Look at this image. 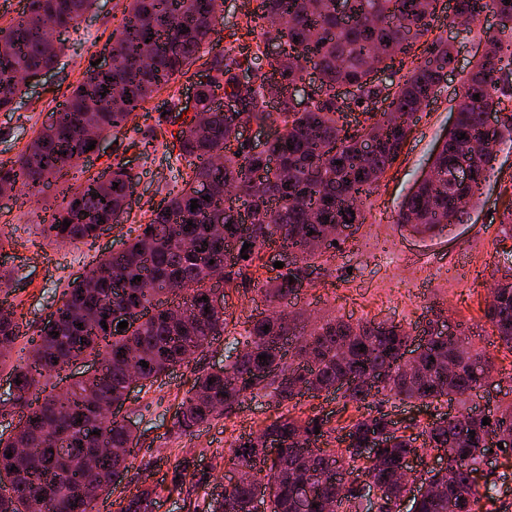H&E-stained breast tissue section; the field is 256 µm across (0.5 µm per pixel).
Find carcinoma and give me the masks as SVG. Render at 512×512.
Segmentation results:
<instances>
[{
    "label": "carcinoma",
    "mask_w": 512,
    "mask_h": 512,
    "mask_svg": "<svg viewBox=\"0 0 512 512\" xmlns=\"http://www.w3.org/2000/svg\"><path fill=\"white\" fill-rule=\"evenodd\" d=\"M255 2L250 14L263 20L262 43H277L279 53L270 56L259 48L244 55L227 47L214 59L217 75L197 88L202 122H183L177 132L180 155L195 161L192 177L169 194L121 252L73 281L39 330L37 346L15 365L12 347L20 324L13 311H0V368L11 364L9 377L16 382L3 404L19 414L17 425L0 431V484L8 487L0 494V512H94L126 469L136 440L131 422L99 412L103 403L124 400L129 353L136 354L142 386L152 387L224 335L225 308L201 300L213 294L217 272L232 286L252 268L274 267L287 250L292 259L286 270L259 292L271 305L295 295L308 269L336 249L333 228L365 223L367 198L396 161L417 112L437 94L453 61L448 41L434 39L427 57L406 66L417 42L431 31L439 0H345V13L336 12V0ZM95 3L29 0L9 27L0 28V111L13 109L27 82L53 68L64 53L65 42L53 41L45 24L74 26ZM221 6L222 0H128L107 47L112 67L89 71L54 122L11 165L0 166V188L39 193L88 153V130L102 138L125 128L153 93L212 42ZM487 10L504 18L502 29L487 39L485 54L463 77L465 94L457 101L455 121L430 170L396 214L395 223L421 237L450 232L463 222L462 205L482 202V186L493 169L491 143L481 141L489 106L508 113L496 142H512V82L500 77L512 74V0H454L453 22L467 28ZM390 67L397 79L390 83L386 110L377 112L380 90L372 74ZM310 69L318 73L320 91L299 111L285 92ZM240 71L253 73V85L244 90L245 108L224 112L214 105L216 92L233 88ZM345 86L355 88L356 107L367 115V123L353 131L343 122L336 95ZM273 90L280 93L276 101L268 99ZM117 93L121 104L115 106ZM251 122L275 127L264 154H252L244 142L226 151L227 141ZM460 159L473 172L468 184L453 177ZM272 161L278 168H268ZM131 183L118 166L105 183L92 177L65 190L53 221L42 225L43 234L59 245L98 237L114 211L128 209ZM193 200L199 204L195 210ZM239 238L249 248L232 257L227 248ZM113 304L134 310L135 321L120 329L104 318ZM482 313L512 350V273L497 281ZM409 339L394 323L331 318L304 333L277 312L261 314L228 341L236 353L226 364L230 371L194 378L173 427L190 434L249 397H267L280 406L306 394L340 390L359 407L390 401L436 407L465 405L482 388L487 375L482 354L470 349L465 334L445 337L433 327L423 330L425 354L414 367L402 362ZM88 358L104 362L105 369L39 398L42 380ZM256 371L268 379L254 380ZM372 372L382 376L376 386L365 381ZM487 417L485 425L481 415L444 412L422 428L414 423L398 429L377 409L337 429L318 415L282 414L235 441L234 465L258 464L262 475L210 500L206 512H249L255 500L266 512H300L294 490L310 479L319 490L305 512H329L333 504L339 512L374 507L400 512L406 498L408 512H448V500L460 496L470 499L474 512H500L498 481L508 475L485 473L482 464L492 450L489 438L500 429L512 432V404ZM338 430L345 443L339 456L323 448ZM378 438L377 462L362 461L359 448ZM269 440L283 444L276 457ZM430 449L443 452L448 467L424 470L425 493L410 498L411 488L397 482L396 470L406 458H422ZM88 457L98 460L91 481L84 472ZM374 486L384 490L376 504L368 498ZM151 495L147 488L139 490L120 503L119 512H149Z\"/></svg>",
    "instance_id": "1"
}]
</instances>
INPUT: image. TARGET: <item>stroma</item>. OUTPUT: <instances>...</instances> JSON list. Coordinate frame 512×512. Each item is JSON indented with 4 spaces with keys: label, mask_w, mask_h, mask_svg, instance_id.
Listing matches in <instances>:
<instances>
[{
    "label": "stroma",
    "mask_w": 512,
    "mask_h": 512,
    "mask_svg": "<svg viewBox=\"0 0 512 512\" xmlns=\"http://www.w3.org/2000/svg\"><path fill=\"white\" fill-rule=\"evenodd\" d=\"M123 0H97L81 23L63 34L67 50L54 68L29 82L14 111H0V166L22 153L38 131L62 106L65 93L83 81L123 15ZM246 0H224L214 36L215 48H204L186 74L145 103L124 129L105 137L91 158L78 161L67 174L70 185L123 165L131 175L134 194L120 223L93 240L58 246L40 230L42 219L57 195L45 188L40 199L16 195L0 200V271L11 274L8 301L23 324L14 354L26 353L28 338L36 336L45 318L60 303L68 285L108 254L119 251L149 223L167 192L181 187L192 167L179 154L177 125L163 122V113L184 107L194 85L209 72L220 49L232 46L249 53L261 39L260 28L247 15ZM492 17L464 29L452 21L441 0L432 22V37L448 40L454 61L437 96L418 120L398 159L388 169L372 197L365 224L328 261L309 270L297 296L281 304L298 325L323 316L351 323H398L418 336L429 322L445 321L466 327L472 346L493 365L488 387L473 396V404L496 410L512 404V350L501 345L486 323L482 309L495 282L512 268V240L500 232L504 207L512 201V143L496 148L493 170L483 189L481 205L461 224L439 237H420L396 224L405 196L428 172L434 155L455 121V91L469 71L478 44L496 35ZM225 307L235 322L268 312L252 281L225 291ZM225 338H217L149 389H133L122 417L137 421L138 442L123 478L100 504L118 512L123 496L141 488L157 490L152 512H190L189 505L220 492L233 468L232 446L238 436L258 430L280 413L264 398L246 399L211 424L191 434L176 433L173 417L196 374L224 366ZM295 416L318 414L340 427L358 417L355 405L336 393L304 396L287 405ZM181 474L185 499L170 497L174 474Z\"/></svg>",
    "instance_id": "stroma-1"
}]
</instances>
